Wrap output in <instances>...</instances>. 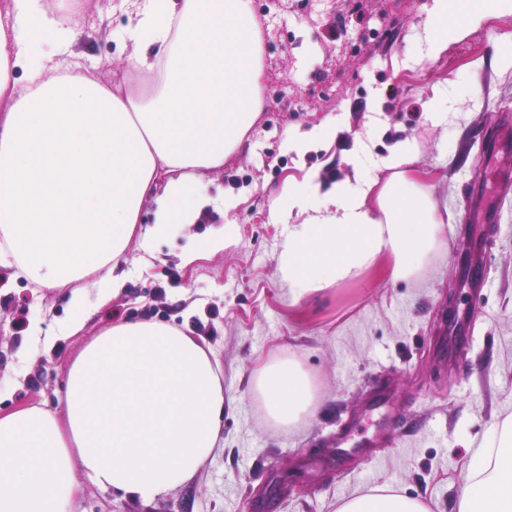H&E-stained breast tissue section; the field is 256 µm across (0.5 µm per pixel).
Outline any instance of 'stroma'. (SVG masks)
Here are the masks:
<instances>
[{
    "instance_id": "stroma-1",
    "label": "stroma",
    "mask_w": 512,
    "mask_h": 512,
    "mask_svg": "<svg viewBox=\"0 0 512 512\" xmlns=\"http://www.w3.org/2000/svg\"><path fill=\"white\" fill-rule=\"evenodd\" d=\"M115 0H84L73 50L98 65L103 83L121 79L132 47L112 38L127 17ZM431 0H252L263 48L264 108L222 170L206 173L211 205L198 223L175 225L142 263L138 239L125 252L117 298L76 335L69 288L46 290L0 271V410L58 408L68 365L85 344L123 320L189 326L216 353L225 397L224 441L185 484L144 503L101 490L77 475V512H335L339 498L383 483L431 499L446 512L460 494L462 465L489 447L512 414V176L489 155L495 116L512 113V73L499 58L512 42V16L469 28L438 58L405 68ZM476 75L474 99L433 125L428 100ZM335 125V139L318 133ZM297 133L316 136L288 149ZM414 139L415 166L448 214L445 246L413 280L391 279L379 262L355 280L293 302L278 274L285 226L277 206L293 185L321 190L363 170L387 180L379 160ZM361 147V162L349 153ZM233 193L238 204L223 210ZM495 214L485 223L483 214ZM232 224L222 248L206 240ZM485 248L488 284L474 288L464 250ZM455 307L454 324L442 313ZM56 337L53 350L20 362L30 319ZM294 351L320 382L317 413L281 430L250 394L251 372L274 353ZM379 403L368 411L370 403ZM386 445L336 446L339 433L376 430Z\"/></svg>"
}]
</instances>
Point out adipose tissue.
I'll return each mask as SVG.
<instances>
[{"instance_id":"ef3b65f1","label":"adipose tissue","mask_w":512,"mask_h":512,"mask_svg":"<svg viewBox=\"0 0 512 512\" xmlns=\"http://www.w3.org/2000/svg\"><path fill=\"white\" fill-rule=\"evenodd\" d=\"M114 34L138 46L122 80L104 84L71 47L75 27L45 0L0 9V266L38 288L71 287L86 317L81 281L106 271L99 303L120 294L132 237L145 252L171 225L193 224L211 203L203 176L224 166L262 109L261 41L250 0H121ZM426 58L467 26L512 14V0H475L465 23L455 0H431ZM22 73L15 82L14 73ZM414 141L380 161L385 183L361 175L326 193L311 184L281 202L288 235L278 271L293 301L351 281L379 259L394 279L417 277L444 246L432 188L407 168ZM153 222L141 228L145 203ZM253 397L275 426L314 416L315 378L296 354L262 362ZM61 410L0 413V512H75L77 473L144 502L191 478L222 439L224 384L211 348L153 320L114 324L70 363ZM449 512H512V416L496 446L466 464ZM336 512H432L431 502L391 485L341 498Z\"/></svg>"}]
</instances>
